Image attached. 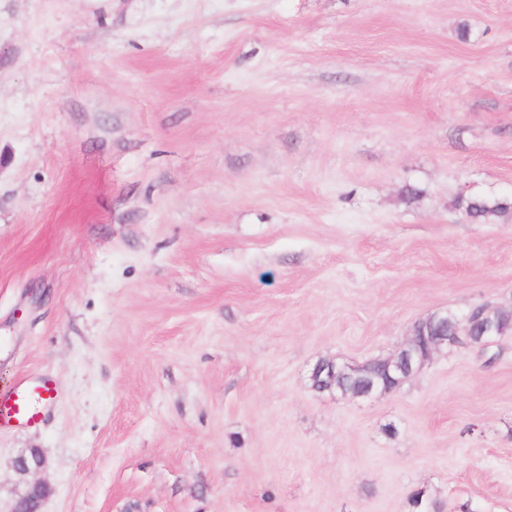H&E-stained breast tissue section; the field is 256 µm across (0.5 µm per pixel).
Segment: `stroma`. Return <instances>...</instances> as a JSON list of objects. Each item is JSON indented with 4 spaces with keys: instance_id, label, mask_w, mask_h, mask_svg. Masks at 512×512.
I'll list each match as a JSON object with an SVG mask.
<instances>
[{
    "instance_id": "stroma-1",
    "label": "stroma",
    "mask_w": 512,
    "mask_h": 512,
    "mask_svg": "<svg viewBox=\"0 0 512 512\" xmlns=\"http://www.w3.org/2000/svg\"><path fill=\"white\" fill-rule=\"evenodd\" d=\"M512 0H0V391L44 512H512V336L380 399L320 360L512 306ZM395 434H388L386 425ZM456 206L465 217L475 224H490L507 219L512 214V199L508 197H485L481 195L459 196ZM55 399L56 388L50 376L20 380L11 391L0 394V428L39 424ZM36 448H26L20 451L13 460V468L21 477H28L39 473L46 467V457L41 451L35 452Z\"/></svg>"
}]
</instances>
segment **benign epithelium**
I'll use <instances>...</instances> for the list:
<instances>
[{
    "label": "benign epithelium",
    "mask_w": 512,
    "mask_h": 512,
    "mask_svg": "<svg viewBox=\"0 0 512 512\" xmlns=\"http://www.w3.org/2000/svg\"><path fill=\"white\" fill-rule=\"evenodd\" d=\"M500 307L489 303L479 308L478 322L470 316L446 311H436L424 320V325H415L411 336L390 356L379 360L389 376L383 385L375 379L366 380L362 392L354 394L356 398H381L397 391L401 385L415 376L441 348L457 345H470L481 350L496 343L499 330L498 313ZM322 368H328L338 375H347L360 369V366L337 360L317 362L310 378H315ZM46 467V457L36 453L33 448L20 451L13 460V468L21 477L39 473ZM50 493L49 486L35 479L27 482V490L15 503L12 512H41L42 504Z\"/></svg>",
    "instance_id": "benign-epithelium-1"
}]
</instances>
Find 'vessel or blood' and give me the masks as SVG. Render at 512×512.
Returning a JSON list of instances; mask_svg holds the SVG:
<instances>
[{"label": "vessel or blood", "mask_w": 512, "mask_h": 512, "mask_svg": "<svg viewBox=\"0 0 512 512\" xmlns=\"http://www.w3.org/2000/svg\"><path fill=\"white\" fill-rule=\"evenodd\" d=\"M55 399L56 388L50 376L19 381L11 391L0 394V428L39 424Z\"/></svg>", "instance_id": "b4317fda"}]
</instances>
